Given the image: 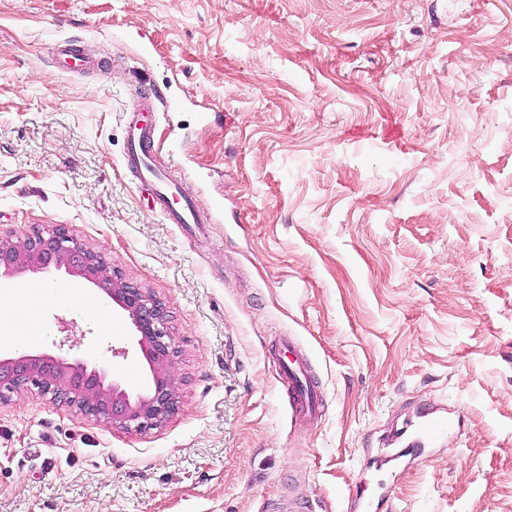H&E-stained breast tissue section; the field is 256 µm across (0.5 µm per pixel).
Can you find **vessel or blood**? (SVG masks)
<instances>
[{
    "label": "vessel or blood",
    "mask_w": 512,
    "mask_h": 512,
    "mask_svg": "<svg viewBox=\"0 0 512 512\" xmlns=\"http://www.w3.org/2000/svg\"><path fill=\"white\" fill-rule=\"evenodd\" d=\"M54 56L57 68L62 72L87 70L96 65L92 58L76 55L75 45L68 39L57 43ZM176 105V99L168 96L158 103L145 101L139 109L126 112L125 123L130 144L128 161L135 166L141 186L152 196L158 212L165 220L172 224H201L204 223L205 216L196 203L183 197L177 185L165 180L151 165L155 143L146 115L156 111L157 107L161 106L169 111ZM281 375L288 387L293 412L304 418L315 416L316 399L305 370L299 364L288 361L282 363ZM457 425L458 422L453 416L430 415L410 433L407 445L419 452L424 448L443 444L450 435L455 434Z\"/></svg>",
    "instance_id": "1"
}]
</instances>
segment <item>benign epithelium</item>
<instances>
[{
	"label": "benign epithelium",
	"instance_id": "1",
	"mask_svg": "<svg viewBox=\"0 0 512 512\" xmlns=\"http://www.w3.org/2000/svg\"><path fill=\"white\" fill-rule=\"evenodd\" d=\"M64 272L106 289L137 332V344L150 372V382L134 388L108 380L109 367L83 360L67 361L47 352L0 354V399L3 391L34 386L55 403L75 406L95 419L127 431L162 424L178 407L177 349L162 305L123 280L91 248L64 229L52 236L0 239V279L27 273Z\"/></svg>",
	"mask_w": 512,
	"mask_h": 512
}]
</instances>
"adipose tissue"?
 <instances>
[{"label":"adipose tissue","mask_w":512,"mask_h":512,"mask_svg":"<svg viewBox=\"0 0 512 512\" xmlns=\"http://www.w3.org/2000/svg\"><path fill=\"white\" fill-rule=\"evenodd\" d=\"M0 293L5 296L4 303L0 304V325L9 327L15 340L32 342L44 339L49 335L50 329L17 306L16 298L37 297L44 301H53L64 296L65 291L56 286L19 284Z\"/></svg>","instance_id":"1"}]
</instances>
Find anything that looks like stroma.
Returning a JSON list of instances; mask_svg holds the SVG:
<instances>
[{"instance_id": "obj_1", "label": "stroma", "mask_w": 512, "mask_h": 512, "mask_svg": "<svg viewBox=\"0 0 512 512\" xmlns=\"http://www.w3.org/2000/svg\"><path fill=\"white\" fill-rule=\"evenodd\" d=\"M76 40L100 67L53 65ZM209 224H169L123 113ZM212 110L201 123V107ZM61 226L162 303L176 412L0 401V512H512V0H0V238ZM40 348L143 381L136 331L30 301ZM305 360L318 417L280 365ZM444 407L453 441L381 451Z\"/></svg>"}]
</instances>
